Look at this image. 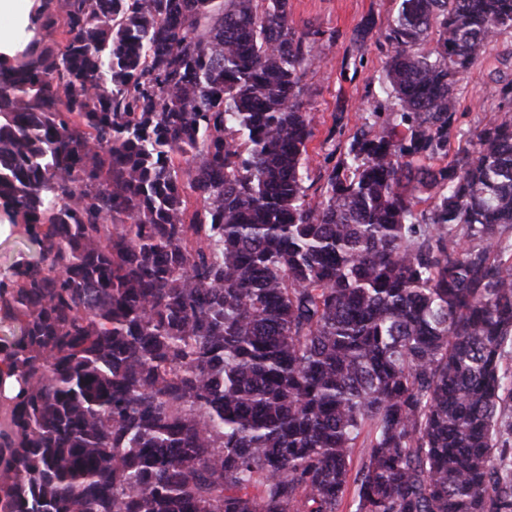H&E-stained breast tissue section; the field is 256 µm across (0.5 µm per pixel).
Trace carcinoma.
Listing matches in <instances>:
<instances>
[{
	"mask_svg": "<svg viewBox=\"0 0 512 512\" xmlns=\"http://www.w3.org/2000/svg\"><path fill=\"white\" fill-rule=\"evenodd\" d=\"M34 0L0 55V512H512V0H400L308 199L288 0ZM363 453L351 473L353 448ZM512 73L511 68L487 59L479 64L470 74L468 83L462 89L458 106V129L465 133L477 125L484 112H490L498 103L496 85L492 77L496 72ZM0 287L10 286L15 280L19 265L31 261L35 249L28 241L23 226L11 224L9 217L0 203Z\"/></svg>",
	"mask_w": 512,
	"mask_h": 512,
	"instance_id": "obj_1",
	"label": "carcinoma"
}]
</instances>
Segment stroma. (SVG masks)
Masks as SVG:
<instances>
[{"label":"stroma","mask_w":512,"mask_h":512,"mask_svg":"<svg viewBox=\"0 0 512 512\" xmlns=\"http://www.w3.org/2000/svg\"><path fill=\"white\" fill-rule=\"evenodd\" d=\"M290 4V24L319 33L315 48L319 63L303 80V100L314 125L308 190L314 199L326 171L343 157L356 130L375 120L372 97L389 54L382 31L397 4L395 0H290ZM500 68L490 58L472 71L459 99L461 131L472 129L496 106L493 77ZM34 255L22 225L12 224L0 207V287L11 285L17 267Z\"/></svg>","instance_id":"stroma-1"}]
</instances>
